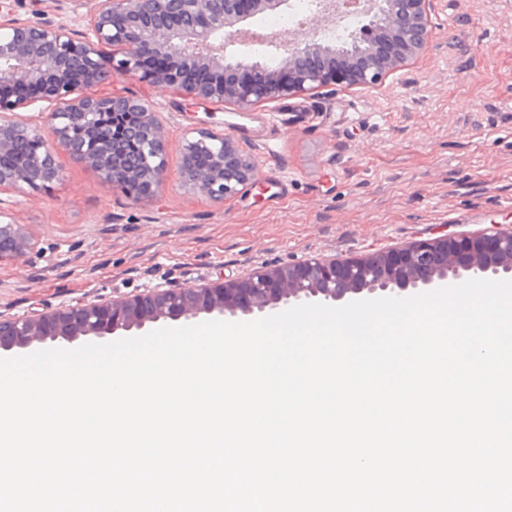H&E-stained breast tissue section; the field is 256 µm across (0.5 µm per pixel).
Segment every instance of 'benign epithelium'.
<instances>
[{
	"instance_id": "1",
	"label": "benign epithelium",
	"mask_w": 512,
	"mask_h": 512,
	"mask_svg": "<svg viewBox=\"0 0 512 512\" xmlns=\"http://www.w3.org/2000/svg\"><path fill=\"white\" fill-rule=\"evenodd\" d=\"M88 32L20 20L0 2V190L43 187L63 178L59 151L93 169L133 202L153 198L166 178V140L154 105L120 93L87 94L149 71L150 84L195 107L262 104L336 86L378 87L413 64L432 38L431 0H356L366 23L338 46L316 27L332 21L318 0L314 26L274 38L277 64L241 53L256 18L290 0H88ZM40 123L20 114L38 104ZM211 151L200 168L180 167L190 190L222 202L257 186L258 163L222 131L200 129L183 154ZM33 248L18 224H0V261L23 263ZM512 275V225L446 233L364 259L310 257L278 268L256 266L213 286L154 285L131 297L78 302L55 314L0 317V350L47 341L104 338L167 320L280 313L295 305L404 298L463 276Z\"/></svg>"
}]
</instances>
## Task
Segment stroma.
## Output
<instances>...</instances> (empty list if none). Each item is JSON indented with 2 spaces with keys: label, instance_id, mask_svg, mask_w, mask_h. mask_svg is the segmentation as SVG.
<instances>
[{
  "label": "stroma",
  "instance_id": "obj_1",
  "mask_svg": "<svg viewBox=\"0 0 512 512\" xmlns=\"http://www.w3.org/2000/svg\"><path fill=\"white\" fill-rule=\"evenodd\" d=\"M17 18L82 31L87 0H11ZM433 36L375 89L336 88L240 112L203 110L168 88L125 79L167 135L168 180L133 203L59 154L61 181L0 190V224L34 242L0 262V313H54L163 281L215 284L256 265L363 257L491 223L512 224V0H432ZM221 130L255 156L262 193L224 202L178 178L191 129Z\"/></svg>",
  "mask_w": 512,
  "mask_h": 512
}]
</instances>
